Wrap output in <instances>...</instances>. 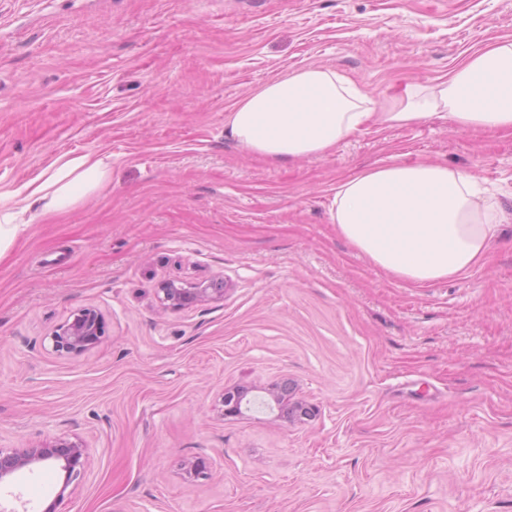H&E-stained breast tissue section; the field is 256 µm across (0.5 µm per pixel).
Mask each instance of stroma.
Listing matches in <instances>:
<instances>
[{"label":"stroma","instance_id":"1","mask_svg":"<svg viewBox=\"0 0 512 512\" xmlns=\"http://www.w3.org/2000/svg\"><path fill=\"white\" fill-rule=\"evenodd\" d=\"M512 40V0H0V186L64 154L102 188L0 259V448H88L0 487L13 512H512V135L367 125L274 164L224 132L249 92L322 65L382 99ZM393 161L472 169L508 220L426 288L336 233L337 185ZM224 297L163 308L169 281ZM102 341L53 352L85 307ZM310 417L285 421L269 392ZM255 402L224 413V391ZM203 462L204 475L190 474Z\"/></svg>","mask_w":512,"mask_h":512}]
</instances>
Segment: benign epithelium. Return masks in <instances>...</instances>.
<instances>
[{"mask_svg":"<svg viewBox=\"0 0 512 512\" xmlns=\"http://www.w3.org/2000/svg\"><path fill=\"white\" fill-rule=\"evenodd\" d=\"M161 304L166 308L180 309L208 300L224 297V280L213 279L207 284H196L188 288L168 282L160 288ZM104 335L103 314L92 307L82 308L73 314V319L51 336L53 349L72 355H80L97 345ZM246 392L238 388L224 390L226 413L238 416ZM88 460L87 448L79 443L56 439L23 451H5L0 448V484L11 481L23 470H33L44 462H57L65 472L63 486H68L73 477L80 474Z\"/></svg>","mask_w":512,"mask_h":512,"instance_id":"1","label":"benign epithelium"}]
</instances>
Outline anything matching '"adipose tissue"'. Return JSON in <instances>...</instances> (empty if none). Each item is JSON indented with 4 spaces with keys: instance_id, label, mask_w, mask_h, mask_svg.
<instances>
[{
    "instance_id": "obj_1",
    "label": "adipose tissue",
    "mask_w": 512,
    "mask_h": 512,
    "mask_svg": "<svg viewBox=\"0 0 512 512\" xmlns=\"http://www.w3.org/2000/svg\"><path fill=\"white\" fill-rule=\"evenodd\" d=\"M432 117L463 131L512 132V41L488 44L446 80L407 84L380 100L335 70L306 66L251 92L228 112L225 129L247 153L287 163L326 155L370 121L405 128ZM111 168L108 155L63 156L22 186L0 188V257L35 213L69 210ZM331 216L337 234L372 266L425 287L468 276L506 213L470 170L393 162L341 181Z\"/></svg>"
}]
</instances>
